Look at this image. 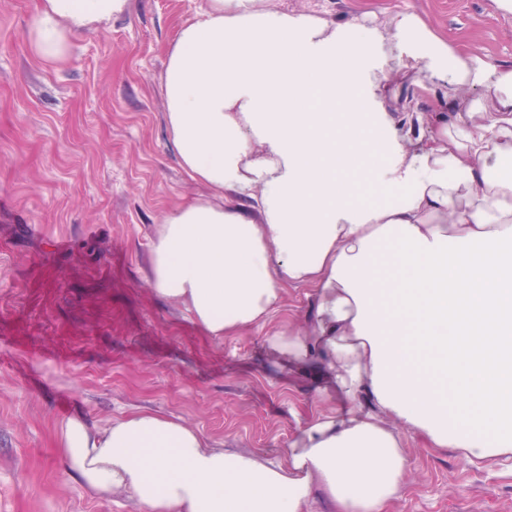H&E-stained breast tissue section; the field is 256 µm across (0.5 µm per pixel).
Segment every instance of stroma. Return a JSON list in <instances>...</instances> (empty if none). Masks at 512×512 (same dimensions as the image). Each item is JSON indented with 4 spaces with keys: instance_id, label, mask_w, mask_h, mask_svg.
<instances>
[{
    "instance_id": "1",
    "label": "stroma",
    "mask_w": 512,
    "mask_h": 512,
    "mask_svg": "<svg viewBox=\"0 0 512 512\" xmlns=\"http://www.w3.org/2000/svg\"><path fill=\"white\" fill-rule=\"evenodd\" d=\"M380 24L410 12L449 44L512 62V14L492 0H272ZM35 0H0V512H139L101 500L63 468L56 423L102 425L149 410L216 446L280 456L300 425L336 406L326 360L294 361L267 332L211 339L152 293L149 244L177 203L221 197L186 176L166 133L169 48L206 0H133L60 63L31 40ZM468 89L390 75L386 111L460 112ZM406 490L391 512H512V472L405 433Z\"/></svg>"
}]
</instances>
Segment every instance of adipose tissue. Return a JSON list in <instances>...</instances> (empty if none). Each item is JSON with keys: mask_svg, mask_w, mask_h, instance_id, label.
<instances>
[{"mask_svg": "<svg viewBox=\"0 0 512 512\" xmlns=\"http://www.w3.org/2000/svg\"><path fill=\"white\" fill-rule=\"evenodd\" d=\"M130 0H38L35 54ZM391 43L376 75L371 46ZM423 59L421 87L476 93L432 115L424 145L398 138L376 81ZM171 146L223 196L179 204L150 244L153 293L221 341L269 327V344L327 360L342 408L311 419L269 460L215 446L181 419L134 412L56 425L64 468L140 512H389L405 491L404 432L512 461V64L464 53L413 13L359 30L271 0H207L164 75ZM309 288L312 330L275 324Z\"/></svg>", "mask_w": 512, "mask_h": 512, "instance_id": "1", "label": "adipose tissue"}]
</instances>
